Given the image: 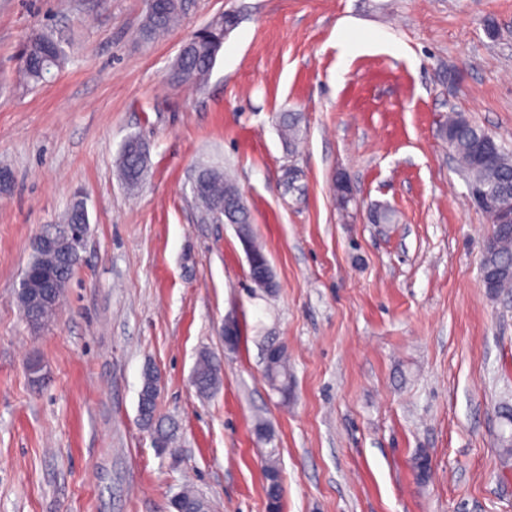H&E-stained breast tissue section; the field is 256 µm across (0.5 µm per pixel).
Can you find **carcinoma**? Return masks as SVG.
I'll list each match as a JSON object with an SVG mask.
<instances>
[{
    "label": "carcinoma",
    "instance_id": "obj_1",
    "mask_svg": "<svg viewBox=\"0 0 512 512\" xmlns=\"http://www.w3.org/2000/svg\"><path fill=\"white\" fill-rule=\"evenodd\" d=\"M186 8L185 0H160L158 7L146 11L138 31L139 38L149 42L169 30L176 23ZM192 50L176 66L179 84H204L210 75L212 66L208 64L211 56L219 52L213 34L203 32L192 37ZM67 59L61 43L52 35L40 33L30 37L22 53V74L26 83L38 85L45 81L46 75L54 69H61ZM299 116L295 113L282 114L279 122L284 139L292 143L298 136ZM442 136L453 149L465 176V182L479 184L489 191L512 182V155L490 132L470 121L465 115L453 112L442 126ZM490 141L497 148L496 159L484 163L475 154V146ZM118 167L124 183L135 189L141 185L148 170V154L144 144L136 136H128L122 145ZM206 174L203 194L195 197L196 203L203 209L213 210L224 205V214L212 216L216 222L226 224H250L251 212L247 205L238 206L224 202L226 187L235 184L228 172L219 166L202 168ZM491 222V230L498 239V246L485 250L481 265L497 271V277L489 286L492 293L512 292V223H499L495 209L487 206L482 209ZM265 376L273 387L286 392L288 389V356L285 349L270 358L265 365ZM154 371H144L143 385L138 402V416L141 425L171 441L175 427L157 416L156 399L152 383ZM220 382V367L216 359L208 352H203L197 359L194 369V385L202 395L213 393ZM277 449L267 450L265 465L266 495L268 512H278L280 502V476L277 464Z\"/></svg>",
    "mask_w": 512,
    "mask_h": 512
}]
</instances>
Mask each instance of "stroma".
<instances>
[{
  "mask_svg": "<svg viewBox=\"0 0 512 512\" xmlns=\"http://www.w3.org/2000/svg\"><path fill=\"white\" fill-rule=\"evenodd\" d=\"M227 13L208 81L176 84L181 45ZM144 14V0H0V512H171L187 484L209 512H267L270 446L280 512H512L496 446L512 297L483 282L490 223L441 135L453 110L512 152V0H188L150 43ZM39 29L68 61L32 87L18 70ZM130 135L149 152L134 191L117 166ZM204 164L234 176L275 292L250 280L236 227L196 206ZM76 198L82 260L34 329L16 292ZM383 210L392 223L372 221ZM271 342L288 350L284 395L264 374ZM204 351L222 369L209 397L192 383ZM148 366L177 426L167 451L137 420ZM278 448L267 450L265 465L266 495L268 512H278L281 496L279 467L276 458Z\"/></svg>",
  "mask_w": 512,
  "mask_h": 512,
  "instance_id": "1",
  "label": "stroma"
}]
</instances>
